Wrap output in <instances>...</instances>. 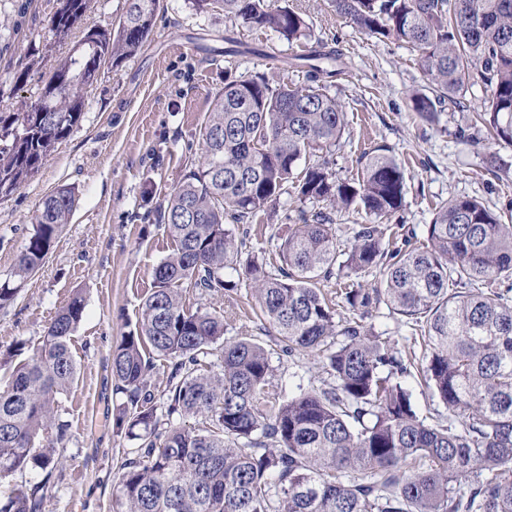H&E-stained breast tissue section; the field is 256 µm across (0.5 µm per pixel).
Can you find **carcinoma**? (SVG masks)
<instances>
[{"label": "carcinoma", "instance_id": "cac0c4a2", "mask_svg": "<svg viewBox=\"0 0 512 512\" xmlns=\"http://www.w3.org/2000/svg\"><path fill=\"white\" fill-rule=\"evenodd\" d=\"M50 20L63 38L91 0H57ZM159 0H125L117 27L97 28L60 60L22 112L0 109V198L19 189L76 129L84 94L105 64L118 65L148 40ZM192 10L309 37L303 15L271 0H188ZM331 11L381 41L416 53L429 93L410 102L433 123L461 107L470 80L487 96L473 132L512 145V0H328ZM309 85L229 80L200 129L202 162L187 171L157 213L172 252L156 267L135 324L112 347L114 427L136 442L120 464L110 512H512V224L483 202L453 196L434 207L423 242L390 241L405 206L406 172L379 145L357 173L336 176L333 147L344 106L322 78L340 74L341 53L306 56ZM284 195L320 207L301 212L276 247L252 257L241 282L282 355L311 353L333 380L286 395L273 386L271 356L252 337L224 339V316L186 305V295L222 296L238 287L253 224ZM76 206L62 186L42 199L14 276L43 264ZM366 218L342 241L336 215ZM377 272L371 288L363 277ZM336 282L337 301L315 281ZM384 304L424 328L422 378L458 423L429 425L402 378L411 364L365 320ZM84 312L75 294L27 359L24 344L0 352V477L52 474L68 422L59 396L74 382L71 337ZM220 358L219 369L209 357ZM169 370L168 417L157 414L149 375ZM194 424H188V421ZM39 488L0 499V512H40Z\"/></svg>", "mask_w": 512, "mask_h": 512}]
</instances>
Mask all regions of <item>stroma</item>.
<instances>
[{
  "mask_svg": "<svg viewBox=\"0 0 512 512\" xmlns=\"http://www.w3.org/2000/svg\"><path fill=\"white\" fill-rule=\"evenodd\" d=\"M305 15L312 40L343 53L347 68L329 92L346 111V128L336 147L339 177L356 171L365 150L389 146L406 170V204L391 221L395 237L423 234L439 200L455 195L478 198L504 217L512 216V146L467 143L455 134L480 110L482 84L469 87L461 108H446L436 123L423 122L409 97L424 83L415 52L405 44L381 42L331 12L326 0H275ZM125 0H92L78 26L64 39L53 37L49 18L57 0H0V106L17 107L36 97L44 78L93 28L117 24ZM222 14H198L187 0H160L153 31L143 46L119 66L104 68L84 95V118L58 144L39 171L17 191L0 199V283L16 290L0 308V347H36L55 314L82 293L83 318L71 339L78 374L59 398L70 424L61 453L63 465L52 476L27 470L0 479V496L16 487L42 485V512H109L119 466L134 446L112 423L119 398L112 392V347L135 322L158 264L173 247L156 210L197 165L199 129L226 74L262 76L273 84L307 85L299 55L308 43H288L277 33L243 23L233 26L240 53L224 55ZM198 46L195 54L181 44ZM38 56L42 64L24 87L10 72ZM154 186L153 197L144 194ZM70 187L76 207L42 266L24 280L12 272L24 251L32 218L42 199ZM297 214L284 197L278 212L251 225L244 256L272 253L285 230L281 211ZM190 305L224 315V335L261 336L250 291L232 297L190 294ZM374 332L405 352L420 338L419 327L404 323L387 308L369 320ZM273 382L283 393L323 386L328 376L313 356L288 358L272 353Z\"/></svg>",
  "mask_w": 512,
  "mask_h": 512,
  "instance_id": "35a3bbf8",
  "label": "stroma"
}]
</instances>
